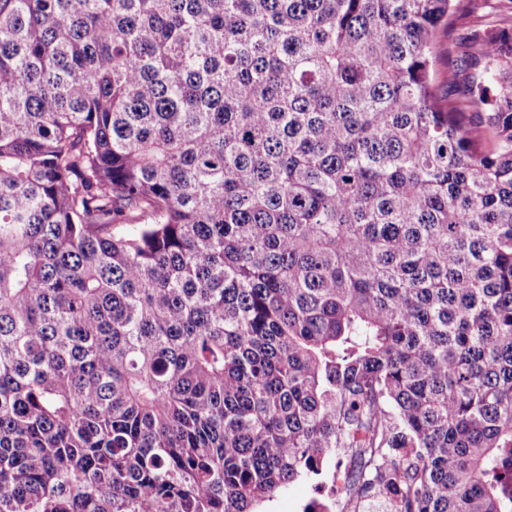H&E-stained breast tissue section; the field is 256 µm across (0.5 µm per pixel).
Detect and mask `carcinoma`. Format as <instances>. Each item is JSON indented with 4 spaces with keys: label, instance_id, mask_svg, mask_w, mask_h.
<instances>
[{
    "label": "carcinoma",
    "instance_id": "carcinoma-1",
    "mask_svg": "<svg viewBox=\"0 0 512 512\" xmlns=\"http://www.w3.org/2000/svg\"><path fill=\"white\" fill-rule=\"evenodd\" d=\"M454 0H0V512H512V26ZM512 1V0H511ZM510 0H456L454 25L437 38L436 70L441 88H446L443 78L448 72V63L460 55L461 39L473 30H482L490 25L508 23L512 14ZM334 493L335 488L328 484L320 494H315L311 484L297 480L280 491L272 501L266 502L260 510L263 512H302L304 505L312 498L316 497L329 503L335 497ZM336 500H340L337 492ZM336 500L331 501L328 512L341 511Z\"/></svg>",
    "mask_w": 512,
    "mask_h": 512
}]
</instances>
